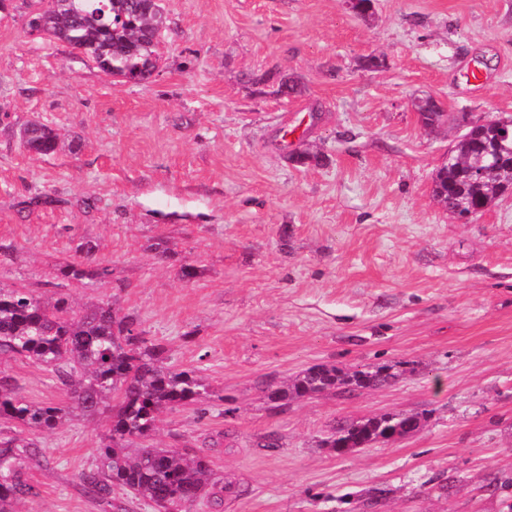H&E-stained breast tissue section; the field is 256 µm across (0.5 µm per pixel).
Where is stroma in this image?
Returning a JSON list of instances; mask_svg holds the SVG:
<instances>
[{
    "instance_id": "obj_1",
    "label": "stroma",
    "mask_w": 512,
    "mask_h": 512,
    "mask_svg": "<svg viewBox=\"0 0 512 512\" xmlns=\"http://www.w3.org/2000/svg\"><path fill=\"white\" fill-rule=\"evenodd\" d=\"M34 7L0 8V286L67 293L76 317L111 303L169 365L201 368L212 396L163 413L148 440L207 453L233 484L192 512H512V192L467 224L431 192L463 122L512 118V0H373L366 18L345 0H160L142 83L29 34ZM266 73L299 93L255 84ZM417 96L447 126L425 131ZM32 121L56 152L24 149ZM304 151L318 161L294 164ZM85 243L102 275L62 279ZM318 364L403 373L267 402V384ZM0 371L30 402L66 400L45 367ZM384 413L423 425L345 456L320 447L336 422ZM105 432L77 413L34 434L38 495L18 512H155L86 494ZM271 433L278 447H260ZM376 486L389 495L362 498Z\"/></svg>"
}]
</instances>
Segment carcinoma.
I'll use <instances>...</instances> for the list:
<instances>
[{"label":"carcinoma","instance_id":"cac0c4a2","mask_svg":"<svg viewBox=\"0 0 512 512\" xmlns=\"http://www.w3.org/2000/svg\"><path fill=\"white\" fill-rule=\"evenodd\" d=\"M35 18L42 35L79 50L111 76L151 75L156 46L149 37L155 21L152 0H38ZM28 142L41 155L53 153L56 134L47 125L26 128ZM499 140L503 153L512 154V135L501 136L489 128L474 137L461 138L450 149L448 162L433 179V196L448 210L466 205L487 210L512 187V168L489 171L477 186H466L459 170L486 163L484 141ZM62 275L91 279L98 271L82 263L69 264ZM64 293L44 298L24 288L0 287V359H29L51 369L66 387L68 404L39 405L17 394L7 376L0 377V422L20 431H45L61 424L74 411L105 415L108 433L98 448V466L83 476L91 497L111 504L112 491L126 490L150 502L157 512H191L200 500L230 492V485L212 477L208 456L180 448L144 445L130 455L129 445L148 439L159 415L167 410L195 406L210 396L209 383L194 367L175 368L164 363L165 346L144 336L137 320L121 316L109 303H101L82 317L69 316ZM400 373L393 365L344 370L334 365H314L289 383L264 388L276 407L341 390L353 392L386 387ZM412 416L386 413L357 421L336 423L321 441L336 455L385 443L395 430L405 429ZM42 464L33 450L22 449L20 439L0 441V512L37 496L25 477Z\"/></svg>","mask_w":512,"mask_h":512}]
</instances>
